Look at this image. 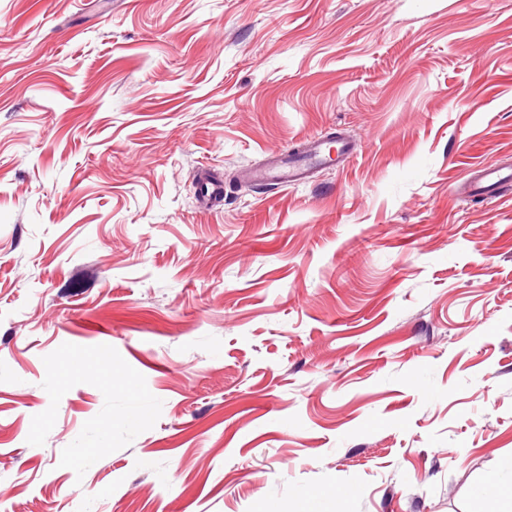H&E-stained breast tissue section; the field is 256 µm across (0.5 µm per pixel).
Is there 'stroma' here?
Returning <instances> with one entry per match:
<instances>
[{
  "label": "stroma",
  "instance_id": "35a3bbf8",
  "mask_svg": "<svg viewBox=\"0 0 512 512\" xmlns=\"http://www.w3.org/2000/svg\"><path fill=\"white\" fill-rule=\"evenodd\" d=\"M484 165L512 0H0V512H507ZM323 141L316 140L312 142L307 156L302 162L294 160L288 147H280L270 150V154L277 157V160L266 169L256 171L251 177L260 183H291L302 179V176L311 165L342 164L345 160L333 159L326 150L323 149Z\"/></svg>",
  "mask_w": 512,
  "mask_h": 512
}]
</instances>
